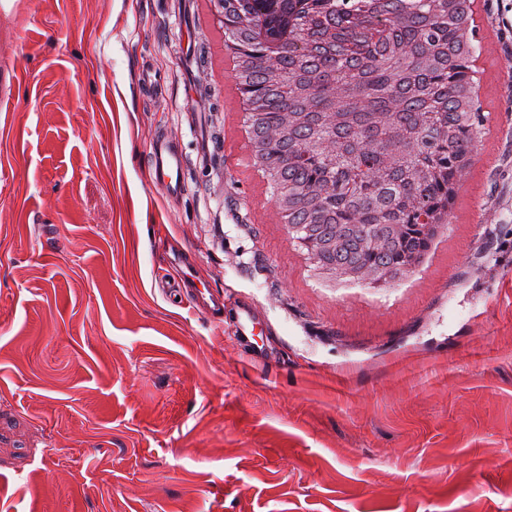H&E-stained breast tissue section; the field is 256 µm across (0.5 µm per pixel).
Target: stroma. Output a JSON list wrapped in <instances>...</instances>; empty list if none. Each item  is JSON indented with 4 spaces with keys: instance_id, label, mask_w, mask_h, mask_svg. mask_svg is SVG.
Listing matches in <instances>:
<instances>
[{
    "instance_id": "1",
    "label": "stroma",
    "mask_w": 512,
    "mask_h": 512,
    "mask_svg": "<svg viewBox=\"0 0 512 512\" xmlns=\"http://www.w3.org/2000/svg\"><path fill=\"white\" fill-rule=\"evenodd\" d=\"M489 12L472 200L404 281L330 288L271 218L217 0H0V512H512V0ZM177 255L220 315L160 290ZM242 304L263 362L224 332ZM184 157L182 151L165 137L157 136L150 151V168L155 182L166 195L180 198L184 194Z\"/></svg>"
}]
</instances>
